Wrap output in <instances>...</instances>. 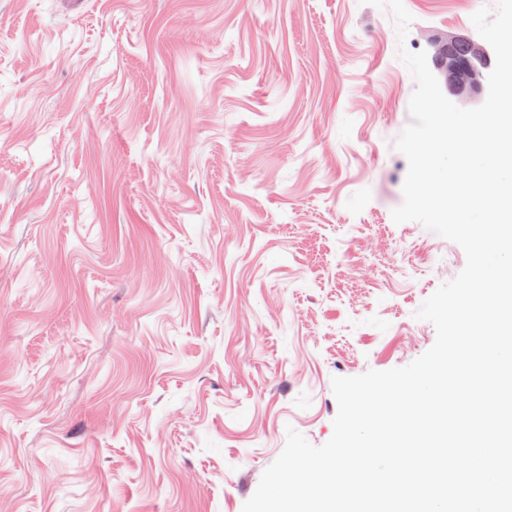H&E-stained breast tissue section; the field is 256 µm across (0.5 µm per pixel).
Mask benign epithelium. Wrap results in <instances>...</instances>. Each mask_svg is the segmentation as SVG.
Wrapping results in <instances>:
<instances>
[{
	"instance_id": "obj_1",
	"label": "benign epithelium",
	"mask_w": 512,
	"mask_h": 512,
	"mask_svg": "<svg viewBox=\"0 0 512 512\" xmlns=\"http://www.w3.org/2000/svg\"><path fill=\"white\" fill-rule=\"evenodd\" d=\"M466 48L460 57L455 49ZM433 74L446 97L454 103L471 100L488 91V75L495 66L493 49L469 36H445L434 40Z\"/></svg>"
}]
</instances>
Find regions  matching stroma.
<instances>
[{
  "mask_svg": "<svg viewBox=\"0 0 512 512\" xmlns=\"http://www.w3.org/2000/svg\"><path fill=\"white\" fill-rule=\"evenodd\" d=\"M495 0H0V512H242L429 350L400 49Z\"/></svg>",
  "mask_w": 512,
  "mask_h": 512,
  "instance_id": "stroma-1",
  "label": "stroma"
}]
</instances>
